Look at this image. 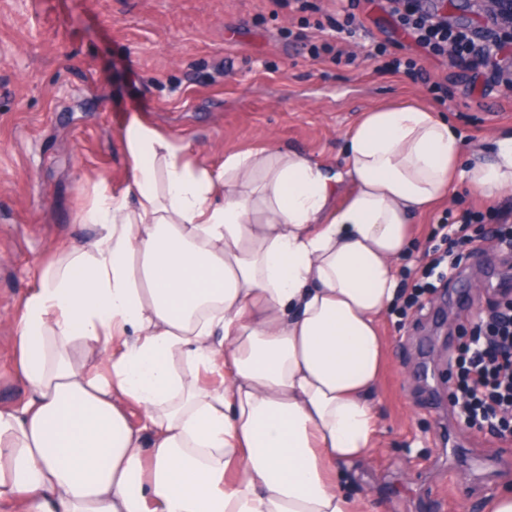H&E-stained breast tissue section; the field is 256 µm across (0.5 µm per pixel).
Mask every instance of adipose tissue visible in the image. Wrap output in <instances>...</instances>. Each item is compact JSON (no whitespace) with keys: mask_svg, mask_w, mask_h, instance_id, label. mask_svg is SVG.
<instances>
[{"mask_svg":"<svg viewBox=\"0 0 512 512\" xmlns=\"http://www.w3.org/2000/svg\"><path fill=\"white\" fill-rule=\"evenodd\" d=\"M122 140L131 183L101 188L79 215L97 236L23 303L0 506L368 512L340 475L379 446L370 395L410 220L460 181L512 190V132L469 160L428 107H376L338 165L263 147L209 167L136 117Z\"/></svg>","mask_w":512,"mask_h":512,"instance_id":"1","label":"adipose tissue"}]
</instances>
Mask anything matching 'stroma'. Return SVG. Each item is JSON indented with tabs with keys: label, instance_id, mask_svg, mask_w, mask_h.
I'll return each mask as SVG.
<instances>
[{
	"label": "stroma",
	"instance_id": "1",
	"mask_svg": "<svg viewBox=\"0 0 512 512\" xmlns=\"http://www.w3.org/2000/svg\"><path fill=\"white\" fill-rule=\"evenodd\" d=\"M341 4L275 13L268 0H0V406L26 398L14 356L24 298L63 250L97 236L79 220L96 192L129 184L120 132L132 117L191 142L205 165L261 147L337 163L362 112L404 102L447 118L470 155L512 130V93L487 74L475 85L450 76L447 59L424 56L383 0L355 9L363 25L347 39L353 62L312 60L306 43L335 39ZM381 47L417 71L385 72ZM442 77L441 101L430 83ZM487 205L460 184L414 218L399 287L412 289L427 251L444 248L433 234L444 216ZM509 289L512 249L490 246L463 257L421 310L386 314L388 366L374 395L381 446L344 482L371 512H486L492 495L512 491V443L459 436L448 401L458 334ZM445 434L465 463H449Z\"/></svg>",
	"mask_w": 512,
	"mask_h": 512
}]
</instances>
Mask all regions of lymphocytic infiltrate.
I'll return each mask as SVG.
<instances>
[{"label": "lymphocytic infiltrate", "instance_id": "obj_1", "mask_svg": "<svg viewBox=\"0 0 512 512\" xmlns=\"http://www.w3.org/2000/svg\"><path fill=\"white\" fill-rule=\"evenodd\" d=\"M395 22L413 35L425 52L447 57L449 68L478 71L483 48L478 34L449 29L446 20L419 11L417 0H386ZM449 250L433 254L429 266L456 270L457 248L481 254L486 244L512 241V213L468 211L446 225ZM450 364L456 369V415L467 427L500 436L512 434V292L502 291L459 343Z\"/></svg>", "mask_w": 512, "mask_h": 512}]
</instances>
